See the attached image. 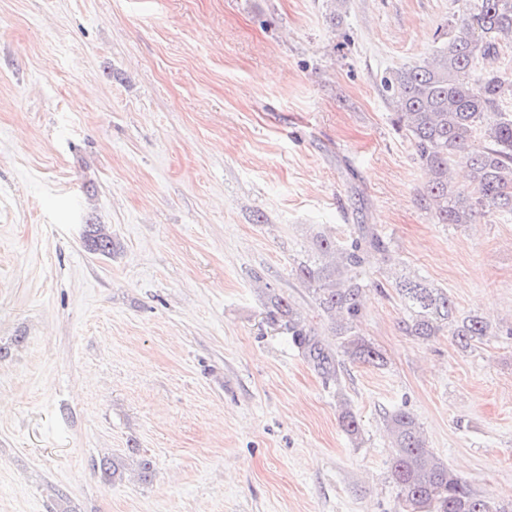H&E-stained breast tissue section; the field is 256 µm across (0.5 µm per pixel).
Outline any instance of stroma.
<instances>
[{"label":"stroma","instance_id":"1","mask_svg":"<svg viewBox=\"0 0 512 512\" xmlns=\"http://www.w3.org/2000/svg\"><path fill=\"white\" fill-rule=\"evenodd\" d=\"M458 0H0V512H402L382 415L413 413L512 498V217L437 224L384 73ZM110 225L112 258L82 245ZM372 225L490 336L406 335L370 265L383 366L325 387L266 319L311 230ZM360 422L339 423L337 394ZM151 457L104 483L94 464Z\"/></svg>","mask_w":512,"mask_h":512}]
</instances>
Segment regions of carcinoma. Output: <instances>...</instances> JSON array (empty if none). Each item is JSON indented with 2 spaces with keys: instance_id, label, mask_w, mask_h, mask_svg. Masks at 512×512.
Segmentation results:
<instances>
[{
  "instance_id": "cac0c4a2",
  "label": "carcinoma",
  "mask_w": 512,
  "mask_h": 512,
  "mask_svg": "<svg viewBox=\"0 0 512 512\" xmlns=\"http://www.w3.org/2000/svg\"><path fill=\"white\" fill-rule=\"evenodd\" d=\"M448 40L419 61L390 70L381 88L392 110L393 124L410 139L416 159L429 180L419 195L421 207L439 224H471L480 215H512V99L509 66H494L501 50L512 48V0H467ZM482 139L477 147L473 138ZM457 165L468 169L470 188L453 180ZM312 250L296 263L295 274L326 324L340 339L339 349L324 342L322 332L287 297L265 288L267 319L302 355L324 385H338L345 360L380 365L383 356L358 334L363 277L372 262L393 261L381 235L359 224L346 243L317 231ZM83 244L91 253L110 258L115 243L106 225L84 224ZM391 287L404 311L401 327L409 336L429 340L448 331L467 348L490 335L477 316L461 318L448 291L422 276L401 269ZM339 421L355 438L359 421L342 394ZM391 437L390 471L399 488L403 512H512L511 501L476 494L428 447L415 416L396 410L384 416ZM111 483L124 464L105 456L97 464Z\"/></svg>"
}]
</instances>
